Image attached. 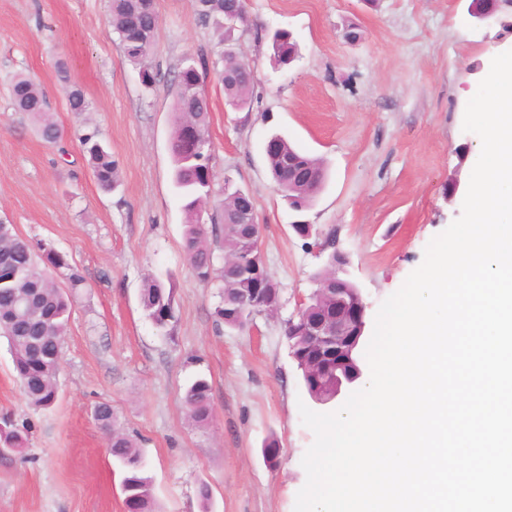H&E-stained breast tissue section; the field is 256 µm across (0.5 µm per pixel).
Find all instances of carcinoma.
Segmentation results:
<instances>
[{"label": "carcinoma", "mask_w": 512, "mask_h": 512, "mask_svg": "<svg viewBox=\"0 0 512 512\" xmlns=\"http://www.w3.org/2000/svg\"><path fill=\"white\" fill-rule=\"evenodd\" d=\"M197 12L205 22H213L223 29L224 17L242 16L245 0H196ZM110 23L117 33L126 57L142 65V82H155L154 72L146 64L158 34L159 17L154 0H112ZM272 56L280 65L291 64L298 53L297 45L288 32H277L271 43ZM237 76L224 80V96L239 109L250 107L251 91L255 81L254 68L246 59L233 63ZM204 74L196 65L180 68L173 77L176 88L178 118L170 141L173 160V181L189 217L183 236V250L196 277L209 282H220V305L216 315L226 328L242 329L246 323L238 321L239 302L252 288L251 276L243 270L224 271L215 267L214 252L209 236L222 239L224 259L246 261L254 250V242L234 225L238 211L246 201L238 191L224 194L220 218H211L210 224L201 222L199 212L209 199L216 178L213 149L208 131L210 105L201 94ZM11 96L15 109L39 121V133L48 142H55L61 132L45 111L46 99L39 85L28 75L18 74L11 82ZM69 110L88 111V103L81 89L67 86ZM80 143L88 155V162L100 187L112 190L118 184V166L112 154L99 140V131L89 129L80 136ZM271 177L277 193L295 211L309 209L322 190L327 173L323 162L297 150L283 136L278 137L275 150L267 153ZM68 268L71 273L68 286L61 287L49 274V268ZM82 276L52 248L33 243L10 232L0 233V334L12 333L23 298L35 293L39 305L32 311V329L45 328L46 335L62 343L72 308L73 292L82 284ZM143 309L160 329L169 331L177 321L174 291L159 279L148 276L140 290ZM16 378L29 406L35 410L51 407L58 398L60 354L55 347L44 345L32 348L21 343L10 344ZM183 404L187 418L198 427L210 425L214 418L211 385L205 378H197L186 386ZM98 423L109 433L112 457L124 468L122 490L126 512H155L152 482L142 473L141 452L136 443L114 427L112 407L106 402L95 406ZM27 427L11 423L0 426V442L6 448L22 449L27 440Z\"/></svg>", "instance_id": "1"}]
</instances>
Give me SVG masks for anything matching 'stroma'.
Masks as SVG:
<instances>
[{"mask_svg":"<svg viewBox=\"0 0 512 512\" xmlns=\"http://www.w3.org/2000/svg\"><path fill=\"white\" fill-rule=\"evenodd\" d=\"M155 4L148 88L112 29L109 0H0V221L67 256L69 268L53 272L59 284L73 269L83 278L52 408L28 405L0 338V416L29 426L23 454L0 455V512H124L122 469L94 418L101 402L139 446L158 512H294L314 434L301 422L307 393L284 324L333 251L347 257L371 320L422 263L429 241L462 212L449 183L469 181L482 148L462 128L481 81L472 67L512 50L511 28L471 26L469 0H247L224 42L194 0ZM351 23L355 41L344 36ZM280 30L298 47L287 66L271 57ZM228 50L255 67L246 111L227 105L219 80ZM201 55L217 172L206 211L215 213L228 185L253 196L264 262L280 289L277 312L242 330L219 322L218 281H199L186 260V213L172 181L171 78ZM20 73L43 90L59 143L43 141L32 117L14 110L10 84ZM67 83L84 91L88 112H70ZM88 126L119 167L114 191L99 188L84 158L78 136ZM273 134L328 170L306 211L273 187L265 155ZM298 221L314 225L311 237L293 231ZM148 275L175 289L170 332L140 304ZM199 376L215 410L204 428L181 402ZM272 438L273 464L263 456Z\"/></svg>","mask_w":512,"mask_h":512,"instance_id":"1","label":"stroma"}]
</instances>
